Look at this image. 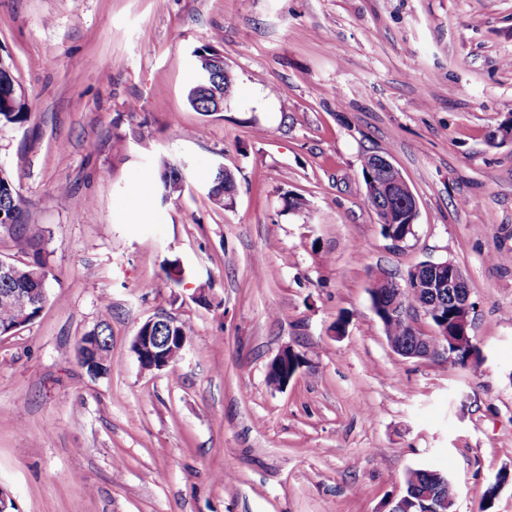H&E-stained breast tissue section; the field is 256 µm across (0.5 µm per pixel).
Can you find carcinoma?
Listing matches in <instances>:
<instances>
[{
	"label": "carcinoma",
	"mask_w": 512,
	"mask_h": 512,
	"mask_svg": "<svg viewBox=\"0 0 512 512\" xmlns=\"http://www.w3.org/2000/svg\"><path fill=\"white\" fill-rule=\"evenodd\" d=\"M19 85L10 68L0 65V124H13L22 126L30 119L31 113L25 111L23 96L17 94L10 96L11 89ZM187 101L192 109L205 116L213 114L208 107L210 96L206 90L198 86L197 78H192L187 90ZM377 154L371 153L364 157L361 165V183L364 201L371 207L377 216L381 232L387 236L390 231H403L402 225L397 223L395 212L380 208L374 187L380 172L377 165ZM230 171L225 175L215 173L208 188L210 202L222 209L225 207L226 198L224 191L229 189ZM184 175L180 166L165 158L159 161V175L157 188L161 197H166L170 186L183 179ZM0 230L11 234L17 250L23 254L32 256V259L16 265L17 278L9 283H0L3 288H36L40 282L48 279L49 270L46 259L38 249L37 235L29 231V225L23 223L22 210L20 208V196L13 175L0 169ZM111 308L108 302L101 303L100 320L87 335H106L110 331ZM452 358L448 360L451 368H469L477 365L479 354L476 349L467 345L463 348L450 349ZM417 482H409L405 487V494L415 499L422 495L437 497L441 493H447L448 482L446 475L429 469L415 471Z\"/></svg>",
	"instance_id": "obj_1"
}]
</instances>
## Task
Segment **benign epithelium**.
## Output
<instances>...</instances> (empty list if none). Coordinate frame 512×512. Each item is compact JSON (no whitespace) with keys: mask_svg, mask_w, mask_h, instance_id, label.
<instances>
[{"mask_svg":"<svg viewBox=\"0 0 512 512\" xmlns=\"http://www.w3.org/2000/svg\"><path fill=\"white\" fill-rule=\"evenodd\" d=\"M217 73H226L224 57L212 53L203 57L202 74L212 77ZM388 173L386 181L379 185L380 197L390 201L399 198L407 207L406 222L403 233L391 234L390 240L396 244L407 239V234L414 233V220L418 216V205L410 186L386 156L379 160ZM413 279H405L400 284L386 273L378 274L373 282L378 287L386 289L381 306L383 315L391 321L404 319L412 322L416 315H425L422 307L409 308L403 300L405 292H422L430 299L438 300L448 298L457 313V328L448 330L446 327L433 328L432 332L425 334L414 329L412 339L406 341L400 336L387 337L392 350L406 358L435 359L448 352V345H461L471 341L469 328H471V314L474 303L471 301V290L468 280L461 268L452 261L426 262L410 269ZM5 299L9 300L14 309V323L10 330H19L30 322L29 310L33 306H44L47 300L46 288L23 291L19 288L3 291ZM147 335H136L133 338L131 350L136 356L140 367L145 371L162 370L170 366L174 355L182 351L187 343V337L174 335L176 323L169 317L158 316L147 320Z\"/></svg>","mask_w":512,"mask_h":512,"instance_id":"1","label":"benign epithelium"}]
</instances>
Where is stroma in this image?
<instances>
[{
    "label": "stroma",
    "mask_w": 512,
    "mask_h": 512,
    "mask_svg": "<svg viewBox=\"0 0 512 512\" xmlns=\"http://www.w3.org/2000/svg\"><path fill=\"white\" fill-rule=\"evenodd\" d=\"M216 33L236 93L204 116L185 93ZM0 61L31 114L0 125V167L51 270L39 317L0 337L16 512H388L416 469L448 477L449 512H512V479L484 497L512 476V143L492 138L512 0H0ZM376 151L418 202L400 244L362 200ZM162 156L186 184L166 200ZM446 260L475 304L471 369L396 354L371 307L376 274ZM105 300L93 377L76 346ZM162 314L194 334L145 371L132 340ZM285 348L304 363L279 389ZM230 174L232 176V180L228 181ZM235 175H233L229 170L225 171V175H220L219 171H217L214 175V178L208 188V198L210 202L220 208L224 209L226 198L224 197V191L230 190L231 187H229V183L232 184L233 187H235ZM110 317H111L110 305L108 302L103 301L101 303L100 320H99L98 324L91 331L87 332L84 336H82L77 345V350H76L77 357L79 355L83 356L84 363L88 365L86 367V370L90 375H93V376H96L103 371L107 372L108 366H103V365H100L97 363H92L91 361L86 359L85 353H84L86 348L83 345L86 342L85 336H92L91 342L88 343L87 346L92 351L95 352L96 356L98 357V360L101 362H108L109 354L105 350L104 341H106V343L108 345H110V341L108 339L110 337V332H111L110 325H109ZM106 332H109V333L106 334ZM95 334H100L101 336H95ZM103 336H107V338L103 337Z\"/></svg>",
    "instance_id": "stroma-1"
}]
</instances>
